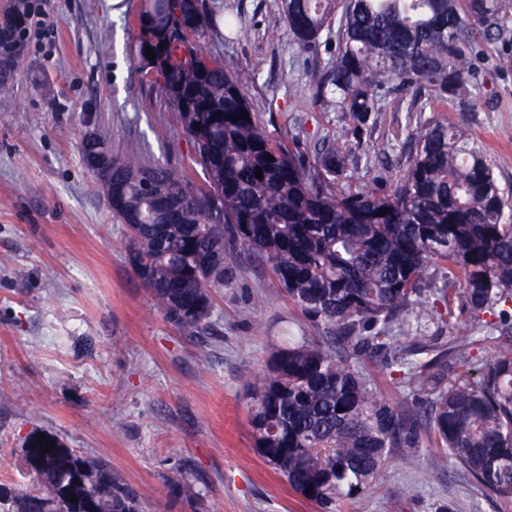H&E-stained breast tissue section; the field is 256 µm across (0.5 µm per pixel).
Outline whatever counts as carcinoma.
Here are the masks:
<instances>
[{"mask_svg":"<svg viewBox=\"0 0 512 512\" xmlns=\"http://www.w3.org/2000/svg\"><path fill=\"white\" fill-rule=\"evenodd\" d=\"M504 9L503 0H282L301 50L336 40V60L308 72V89L359 140L386 95L465 98L478 82L477 43L502 36ZM31 14L30 0H14L1 48L24 42ZM208 15L206 0H142L138 67L178 113L205 183L135 150L111 155L114 217L136 275L167 320L198 336L229 274L224 253L238 248L322 329L316 342L281 347L247 383L258 454L315 512H344L386 458L425 445L430 468L451 460L512 501V190L481 143L446 118L417 135L389 191L346 181L337 145L309 156L270 140L248 103L253 75L203 49ZM224 29L250 37L231 14ZM13 66L1 52L0 93ZM97 146L112 151L103 136L81 142L88 168ZM453 320L446 342L424 334ZM363 363L396 376L403 400L381 397ZM45 439L51 451H30L36 488L0 481V512H51L63 488L79 512H144V493L107 462Z\"/></svg>","mask_w":512,"mask_h":512,"instance_id":"1","label":"carcinoma"}]
</instances>
